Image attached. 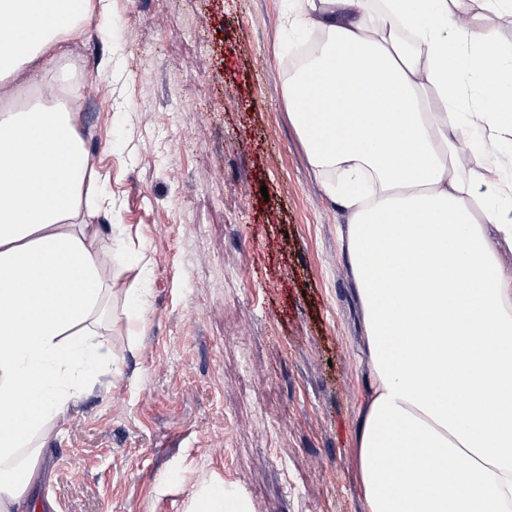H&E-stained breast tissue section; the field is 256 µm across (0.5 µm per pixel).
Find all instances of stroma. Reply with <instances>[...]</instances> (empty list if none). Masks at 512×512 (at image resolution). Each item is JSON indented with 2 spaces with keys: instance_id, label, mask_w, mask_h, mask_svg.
<instances>
[{
  "instance_id": "stroma-1",
  "label": "stroma",
  "mask_w": 512,
  "mask_h": 512,
  "mask_svg": "<svg viewBox=\"0 0 512 512\" xmlns=\"http://www.w3.org/2000/svg\"><path fill=\"white\" fill-rule=\"evenodd\" d=\"M27 104L63 82L151 262L112 308V380L59 417L34 512H188L223 481L248 512H365L353 430L370 367L333 205L288 116L284 0H112Z\"/></svg>"
}]
</instances>
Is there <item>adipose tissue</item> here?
<instances>
[{
    "label": "adipose tissue",
    "instance_id": "ef3b65f1",
    "mask_svg": "<svg viewBox=\"0 0 512 512\" xmlns=\"http://www.w3.org/2000/svg\"><path fill=\"white\" fill-rule=\"evenodd\" d=\"M110 0H0V512H26L37 439L112 354L99 314L124 225L91 201L81 115L14 111ZM512 0H289L317 53L288 74L290 120L334 204L372 381L355 425L367 512L512 506V66L491 17ZM350 89L374 112H316ZM477 168L460 162L462 150Z\"/></svg>",
    "mask_w": 512,
    "mask_h": 512
}]
</instances>
